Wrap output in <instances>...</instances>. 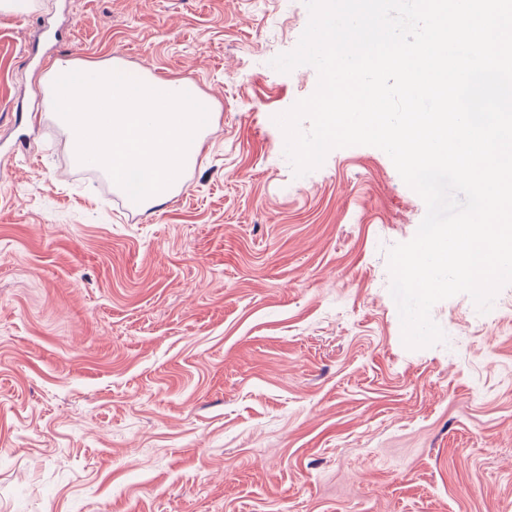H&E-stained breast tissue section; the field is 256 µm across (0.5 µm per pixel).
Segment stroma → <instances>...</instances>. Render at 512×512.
<instances>
[{
    "instance_id": "obj_1",
    "label": "stroma",
    "mask_w": 512,
    "mask_h": 512,
    "mask_svg": "<svg viewBox=\"0 0 512 512\" xmlns=\"http://www.w3.org/2000/svg\"><path fill=\"white\" fill-rule=\"evenodd\" d=\"M303 0H43L0 13V512H512V284L402 342L388 250L421 197L389 156L296 175L271 61ZM185 79L216 117L134 209L46 110L55 60Z\"/></svg>"
}]
</instances>
